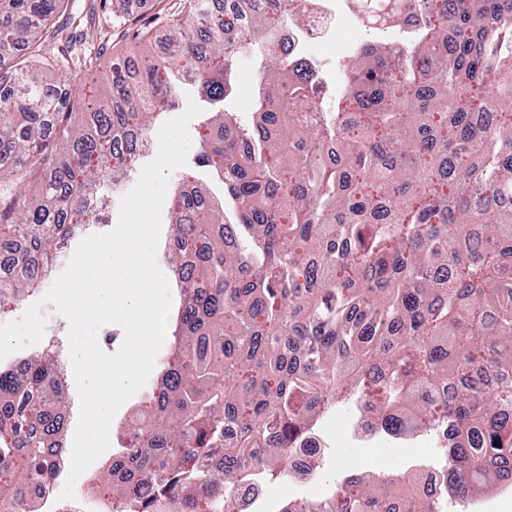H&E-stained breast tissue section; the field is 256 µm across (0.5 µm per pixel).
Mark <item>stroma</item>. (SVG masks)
Wrapping results in <instances>:
<instances>
[{
  "label": "stroma",
  "mask_w": 512,
  "mask_h": 512,
  "mask_svg": "<svg viewBox=\"0 0 512 512\" xmlns=\"http://www.w3.org/2000/svg\"><path fill=\"white\" fill-rule=\"evenodd\" d=\"M179 3L180 0H132L124 23L116 24L112 21L111 0H70L68 10L57 14L52 24L68 28L78 20L89 29V39L76 48L78 56L87 59L89 65L75 72L63 69L58 75V84L66 86L72 97L90 102L103 99L113 62L119 59L137 62L163 48L167 34L165 16L175 11ZM145 31L150 32L151 41L142 40L141 34ZM46 292V286L42 285L21 300L1 307L0 325L18 320L28 306L38 302L45 318V335L67 342L69 323L54 305L42 304ZM322 423L327 431L328 446L323 450L318 476L331 486L351 474L361 459L373 455L382 459L386 474L403 473L414 453L410 443L402 439L390 438L374 448L353 439L348 416L341 410L324 417Z\"/></svg>",
  "instance_id": "obj_1"
}]
</instances>
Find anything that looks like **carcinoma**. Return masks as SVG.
Returning a JSON list of instances; mask_svg holds the SVG:
<instances>
[{"mask_svg": "<svg viewBox=\"0 0 512 512\" xmlns=\"http://www.w3.org/2000/svg\"><path fill=\"white\" fill-rule=\"evenodd\" d=\"M214 0H184L174 50L131 76L112 64L108 95L78 102L55 85L71 50L51 21L67 0H0V245L15 274L0 305L42 281L56 245L100 222L87 190L134 167L180 78L224 102L237 54L263 43L252 115L211 113L197 166L224 200L181 170L169 203L182 302L174 346L126 432L106 487L113 512H237L247 466L288 478L318 417L364 407L389 434L452 427L438 442L448 495L512 487V0H417L412 44L370 41L347 64L348 94L311 117L314 90L272 35L306 0H234L225 38ZM336 142L333 158L325 143ZM64 397L58 360L0 367V512H21L31 482L53 483L48 456ZM222 456L224 470L200 469ZM197 481L202 496L184 493ZM418 477L349 475L329 502L282 512H429Z\"/></svg>", "mask_w": 512, "mask_h": 512, "instance_id": "obj_1", "label": "carcinoma"}]
</instances>
